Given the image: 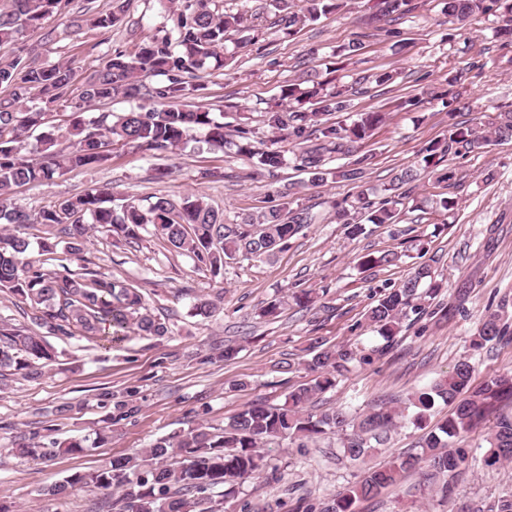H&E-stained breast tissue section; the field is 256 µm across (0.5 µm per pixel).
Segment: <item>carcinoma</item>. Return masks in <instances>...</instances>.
Wrapping results in <instances>:
<instances>
[{"label":"carcinoma","mask_w":512,"mask_h":512,"mask_svg":"<svg viewBox=\"0 0 512 512\" xmlns=\"http://www.w3.org/2000/svg\"><path fill=\"white\" fill-rule=\"evenodd\" d=\"M127 0H85L83 14L69 26L67 36L78 37L85 28L107 30L122 20ZM301 12L290 10L291 0H272L273 25L288 34L341 7L338 0H304ZM176 6L173 25L163 35L141 42L135 52H116L104 67L93 71L73 95L74 72L69 63L42 64L38 53L24 43L26 34L41 27L42 21L65 13L69 0H12V9L0 11V46L14 47L0 55V293L24 305L28 324L17 326L0 320V383L20 375L35 379L42 368L59 357L47 337L84 338L110 341L124 338L132 329L141 336L163 338L172 333L170 325L155 315L140 289L112 278L102 271L77 273L57 257L61 250L80 254L88 239L89 225L98 224L127 240L151 235L213 277L224 274L231 260H264L288 248L290 240L312 218L298 213L285 216V208H272L247 216L237 224H226L204 197L187 196L175 203L157 197L147 206L126 203L117 208L112 189L94 188L59 204L30 214L11 202L15 188L36 185L77 169L95 168L112 159L115 145H135L146 152L174 150L187 143L190 132L204 130V142L211 150L234 144L237 152L256 160L258 167L271 170L286 162L283 151L253 145V130L246 123L235 129L238 141L231 142L224 123L203 106L186 101L203 89L197 72L224 67L225 36L233 31L256 42L264 35L252 17L224 13L213 7L214 0H169ZM496 7L512 12V0H446L449 17L463 21ZM152 77L160 78L156 84ZM350 89L328 87L310 80L305 88L295 84L283 90V97L311 103L310 112L264 113L268 129L293 144L298 167L317 186L328 177L352 183L363 181L370 156L358 154L357 144L373 135L385 116L381 112H358L352 121L336 125L325 117L349 109ZM116 97L141 99L149 108L126 112L102 111L85 116L93 103L106 104ZM69 107L66 126L47 125L46 109ZM36 136L44 155L37 161L22 153L24 139ZM69 141L67 150H53L59 139ZM512 138V112H501L487 131L455 128L448 143H433L425 149L420 163L395 172L384 188L380 203L365 193L350 204L336 207V220L350 236L364 233L367 224H394L397 206L409 198L420 171L435 167L441 155L455 144L465 152L484 149L492 141ZM347 163L332 169V158ZM32 228L38 257H30L31 241L17 232ZM400 260L395 252L369 253L360 266L370 270ZM441 290L426 267L415 270L400 287L381 295L366 313L368 324L391 343L405 320L430 314L433 300ZM215 300L200 297L190 306V316L209 317ZM509 315L504 309L482 319L473 347L497 343L509 333ZM304 361L314 377L288 393V402L268 406L246 405L218 431L199 420L186 429L156 439L131 457L114 459L89 471H75L45 489L43 495L63 500L74 490L92 488L121 493L123 512H224V498L263 468L261 445L281 439L315 441L328 435H344L343 453L358 460L373 445H381L397 421L409 418L422 424L439 400L453 406L452 413L428 432L420 449L393 459L381 468L369 469L364 477L342 492L332 494L319 505L304 500L294 512H354L361 499L376 497L383 489L397 485L404 474L426 469L432 475L456 470L464 454L452 447L455 438L472 431L495 403L512 397V378L495 376L479 387H471L473 368L459 361L447 375L427 388L410 393L399 409L369 411L355 419L342 407L317 413L310 409L313 398L336 386V376L357 360L351 348H312ZM112 399L106 426L95 437L54 438L38 431L16 437V450L32 461H49L60 454L80 455L108 441L112 428L139 412L137 391ZM483 465L494 467L512 461V416H500L484 438Z\"/></svg>","instance_id":"obj_1"}]
</instances>
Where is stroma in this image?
Here are the masks:
<instances>
[{
	"label": "stroma",
	"instance_id": "obj_1",
	"mask_svg": "<svg viewBox=\"0 0 512 512\" xmlns=\"http://www.w3.org/2000/svg\"><path fill=\"white\" fill-rule=\"evenodd\" d=\"M216 3L228 12L256 15L264 35L252 45L236 32L227 33L225 47L233 60L201 73V105L223 114L230 129L247 118L256 147L285 150L288 142H274L261 116L274 105L297 110L296 102L282 97L286 86L309 76L351 86L349 110L333 114V122H346L352 112L385 115L358 148L371 158L365 182L374 202L382 201L380 189L391 176L416 164L429 143L447 141L450 123L482 131L498 113L512 111V39L500 34L512 26V14L504 10L452 23L444 0H408L403 15L379 24L374 16L380 0H344L339 11L289 36L273 28L269 0ZM168 23L159 0H128L116 26L84 30L79 40L60 41L57 51L41 60L69 62L82 77L102 66L109 53L134 52L137 43ZM390 29L398 31V39L387 37ZM358 36L364 42L362 53L339 55L340 46ZM385 71L396 72V80L377 85L375 74ZM450 74L456 75L461 93L460 110L452 116L439 99ZM409 97L419 99V106L398 110V99ZM203 137V131H194L182 148L155 155L119 148L105 166L15 191L16 203L33 212L107 185L116 198L139 203L152 196L177 200L197 194L223 212L228 223L284 201L312 218L272 260L234 261L217 278L154 237L131 242L92 227L82 257L71 262V269L108 271L140 288L156 314L174 323L176 331L162 339L131 333L110 346L58 338L59 360L45 366L40 378L16 376L0 386V499L14 503L19 512H92L103 499L98 491L76 490L61 505L42 491L73 471L96 469L186 428L196 411L206 410L208 423L220 426L252 402L283 404L291 390L310 380L302 359L318 341L336 349L351 346L364 355V362L351 364L338 376L335 389L317 399L320 408L340 406L355 415L405 398L463 359L473 367L476 387L489 377L512 374V340L478 350L471 346L486 311L502 305L512 311V140L481 152L447 153L436 173H422L398 223L370 224L365 234L352 238L337 223L334 205L353 199L359 192L356 184L331 178L311 186L295 164L261 170L235 149L200 148ZM163 169L169 177L158 178ZM444 197L455 200L453 210L439 206ZM384 251L398 253L399 262L359 268V257ZM420 266L431 268L441 283L440 299L451 301L460 287L468 288L469 298L461 313L446 320L425 316L385 344L368 325L366 312ZM302 289L312 291L311 306L291 303L278 317L261 315L267 302ZM216 295L221 302L212 317L188 316L196 297ZM219 343L237 347L236 358L206 362L209 348ZM132 388L138 392L139 414L118 426L101 447L46 463L11 453V440L20 430L41 432L52 426L60 434L81 437L102 427L107 414L103 393ZM62 405L67 411L60 417L55 410ZM422 435L412 423L399 422L387 442L370 449L362 463L344 456L336 436L305 448L286 441L266 445V469L225 500L224 512H240L245 502L252 512H287V505L300 496L317 501L344 491L368 468L413 452ZM482 435L476 429L455 439L467 458L456 470L450 495L440 493V480L419 470L375 499L357 503L356 512H477L512 492V463L482 466Z\"/></svg>",
	"mask_w": 512,
	"mask_h": 512
}]
</instances>
